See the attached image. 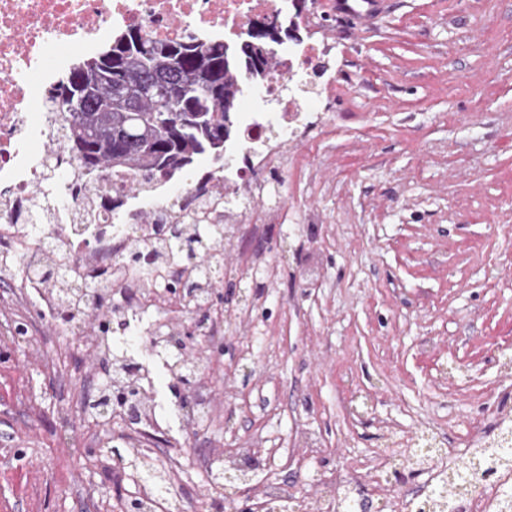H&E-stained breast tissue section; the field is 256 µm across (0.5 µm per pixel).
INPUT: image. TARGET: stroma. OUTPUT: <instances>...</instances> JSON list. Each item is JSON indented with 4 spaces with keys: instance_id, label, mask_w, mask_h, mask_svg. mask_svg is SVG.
<instances>
[{
    "instance_id": "stroma-1",
    "label": "stroma",
    "mask_w": 512,
    "mask_h": 512,
    "mask_svg": "<svg viewBox=\"0 0 512 512\" xmlns=\"http://www.w3.org/2000/svg\"><path fill=\"white\" fill-rule=\"evenodd\" d=\"M323 50L312 109L335 116L256 207L286 223L260 237L224 232L216 295L247 309L214 357L205 432L195 444L174 412L169 369L151 375L163 437L183 444L185 497L157 512H254L283 483L293 512L313 499L344 512L342 477L383 473L371 512H417L441 487L450 507L512 491L505 471L478 488L458 472L476 461L492 423L512 413V0H381L363 24L336 16L300 26ZM278 269L252 278L242 249ZM0 268V512H115L138 482L109 453L121 416L84 412L82 381L110 385L109 365L76 354L100 333L93 316L46 323ZM26 325L27 337L16 333ZM434 440L433 469L404 466ZM248 449L247 481L214 486L197 454Z\"/></svg>"
}]
</instances>
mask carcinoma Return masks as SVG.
Returning <instances> with one entry per match:
<instances>
[{
    "label": "carcinoma",
    "mask_w": 512,
    "mask_h": 512,
    "mask_svg": "<svg viewBox=\"0 0 512 512\" xmlns=\"http://www.w3.org/2000/svg\"><path fill=\"white\" fill-rule=\"evenodd\" d=\"M284 35L291 36L290 30ZM282 36L269 37L252 28L231 53L222 40L201 41L194 35L169 42L151 38L143 28L116 34L98 54L78 60L55 89L56 98L69 96L77 103L67 113L65 140L69 153L87 174L107 167L165 174L191 166L205 153L216 160L224 158V139L231 131L230 112L241 94L242 73L246 70L256 78L270 76L273 45ZM171 84H180L188 91L179 112L166 111L162 88ZM169 118L180 121L179 135L169 134ZM158 234L159 241H146L129 251L121 265L148 277L157 257L170 253L185 268L196 266L194 258L201 244L198 230L185 224H161ZM24 271L26 278L45 291L54 317L69 324L79 321L81 311L75 299L84 298L86 289L81 278L56 288L55 264H27ZM138 371L125 358L119 359L115 367V376L131 383L128 395L140 410L149 398V390L141 383ZM179 376L186 388H194L197 366L183 361ZM478 453L484 469L473 471L471 482L512 466V447L506 437ZM133 466L151 487L159 488L166 480L165 473L143 457H134Z\"/></svg>",
    "instance_id": "carcinoma-1"
}]
</instances>
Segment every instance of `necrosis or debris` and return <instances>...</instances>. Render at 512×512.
<instances>
[{
    "instance_id": "4bbe7bcc",
    "label": "necrosis or debris",
    "mask_w": 512,
    "mask_h": 512,
    "mask_svg": "<svg viewBox=\"0 0 512 512\" xmlns=\"http://www.w3.org/2000/svg\"><path fill=\"white\" fill-rule=\"evenodd\" d=\"M287 11V0H0V256L36 262L41 249L56 240L58 217H67L64 259L79 257L78 272L90 284L99 269H115L112 288L122 294L116 308L126 325L146 324L145 343L162 345L160 314L172 298L166 276L146 287L138 277L117 272L131 247L129 226L137 225L143 236L152 230L137 224L139 211L188 221L191 213L174 209L184 198L213 197L224 186L266 192L272 176L288 168L286 142H310L327 121L310 113L308 102L287 93L282 82L257 83L245 75L233 114L236 135L224 147L223 163L200 175L172 172L150 188L141 176L105 169L85 192L67 195L55 213L38 214L31 187L48 178L68 183L78 175L66 150L54 155L35 148L62 139L63 113L50 90L65 80L77 54L96 50L105 35L129 26L145 27L157 40L190 33L221 37L232 46L254 22ZM318 55V45L301 39L277 51L281 70L300 80L318 74Z\"/></svg>"
}]
</instances>
